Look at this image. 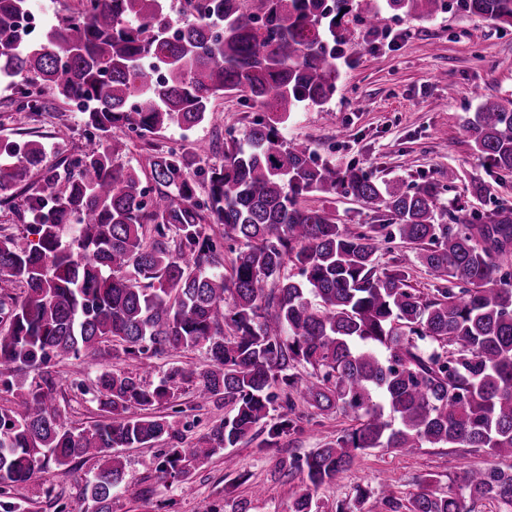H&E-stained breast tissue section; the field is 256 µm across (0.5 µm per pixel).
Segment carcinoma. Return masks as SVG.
<instances>
[{"label": "carcinoma", "mask_w": 512, "mask_h": 512, "mask_svg": "<svg viewBox=\"0 0 512 512\" xmlns=\"http://www.w3.org/2000/svg\"><path fill=\"white\" fill-rule=\"evenodd\" d=\"M30 2L0 0V78L22 109L45 111L46 93L75 104L88 146L61 168L43 165L38 141L0 161V197L25 196L20 219L38 236L0 237V288L21 290L0 329V376L41 375L5 385L0 512H21L12 491L47 465L84 458L98 466L83 499L91 512H112L113 491L128 484L119 450L175 438L173 422L152 410L178 381L196 383L205 404L231 407L199 440L154 455L155 472L186 484L197 466L254 435L276 387L284 398L267 448L298 427L294 393L351 415L355 426L336 440L280 461L306 472L293 512H319L313 491L368 448L512 458V208L450 224L437 182L379 183L280 132L300 107L330 99L349 16L376 29L386 10L424 20L455 9L512 25V0H382L358 11L355 0H181L175 38L168 0H85L40 36L20 25ZM226 91L241 93L255 115L242 135L228 131L203 197L190 152L153 144L133 167L119 160L118 144L104 145L118 131L193 129ZM463 131L512 175V100H485ZM314 192L349 193L383 211L385 223L338 224L302 205ZM205 224L224 226V242ZM171 229L173 252L162 243ZM388 235L420 246L417 260L440 284L434 296L410 287L403 266H378ZM229 241L237 248L226 275L219 265ZM289 265L295 272L286 275ZM114 341L131 359L202 346L209 368L174 366L152 384L102 370L94 395L112 418L66 427L52 363L92 358ZM298 364L312 369L303 381L289 373ZM132 407L141 414L126 415ZM460 490L474 505L512 508V466L469 469ZM406 509L475 512L452 492L418 495Z\"/></svg>", "instance_id": "carcinoma-1"}]
</instances>
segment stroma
Segmentation results:
<instances>
[{
    "mask_svg": "<svg viewBox=\"0 0 512 512\" xmlns=\"http://www.w3.org/2000/svg\"><path fill=\"white\" fill-rule=\"evenodd\" d=\"M345 54L340 61L336 91L324 107L293 113L283 128L287 140L299 141L339 166L356 164L382 181L393 178L414 184L437 180L439 202L448 206L457 223L474 215H490L512 206V176L490 167L472 149L463 131L464 120L485 99L512 98V26H494L448 12L428 22L387 13L382 30L371 32L356 20L344 30ZM11 94L0 88V145L43 142L45 163L57 165L77 157L87 140L76 107L55 102L46 112L33 113L10 105ZM212 120L194 128L188 141L178 139L170 126L153 136L157 145L204 148L196 177L198 194H205V170L223 163L227 128L243 133L248 112L238 93L217 99ZM307 205L328 206L340 224H378L382 213L351 196H308ZM407 260L410 283L426 294L435 284L416 259V251L400 239L383 242L380 266ZM204 348L150 354L128 360L120 347L102 348L95 360L69 359L55 368L56 402L68 425L80 430L108 420L109 414L93 395L80 394L76 383L91 385L104 369L133 372L156 381L168 368L180 365L204 370ZM296 408L300 428L283 436L278 447H263L265 428L252 440L231 449L232 465L217 456L196 469L190 486L158 478L149 461L152 447L123 449L128 486L112 497V512H232L236 500L250 502L249 512H292L294 493L306 476L283 475L279 462L302 456L335 440L352 426L341 411L323 412L304 401ZM156 415L175 424L183 441L197 440L220 419V411L202 404L192 383L176 384L171 396L155 408ZM492 459L472 448H424L401 453L368 449L355 458L335 483L320 488L315 499L320 512H335L337 504L360 505L363 512H390L382 500L391 495L400 503L420 493H447L459 488L465 469L484 467ZM97 468L93 459L69 467L47 466L14 495L25 512H84L80 489Z\"/></svg>",
    "mask_w": 512,
    "mask_h": 512,
    "instance_id": "obj_1",
    "label": "stroma"
}]
</instances>
